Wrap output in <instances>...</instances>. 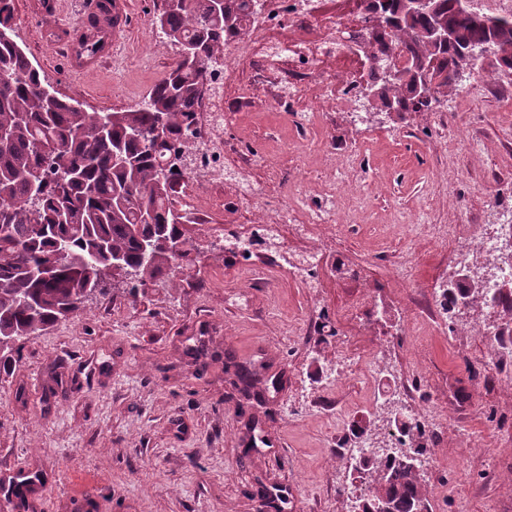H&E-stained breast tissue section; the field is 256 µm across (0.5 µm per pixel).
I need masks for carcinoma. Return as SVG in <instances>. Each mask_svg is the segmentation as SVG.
Returning <instances> with one entry per match:
<instances>
[{
    "mask_svg": "<svg viewBox=\"0 0 512 512\" xmlns=\"http://www.w3.org/2000/svg\"><path fill=\"white\" fill-rule=\"evenodd\" d=\"M381 23L363 36L376 62L361 75L366 87L408 112H424L438 94L469 76L456 68V47L429 41L437 24L451 27L457 42L479 49L498 40L499 66L512 70V15H491L482 23L460 0H436L431 14H410L403 0H376ZM14 0H0V362L13 359L16 344L67 318L101 293L102 271L118 256L135 273L129 295L162 275L190 264L192 240L182 227L175 187L187 170L166 169L174 153L194 144L193 127L202 88L214 82L224 45L246 34L257 0H164L155 18L159 32L175 47H199L197 62H177L137 107L120 112H85L44 84L40 72L11 35ZM394 50L431 64L427 78L439 79L423 95L412 79L389 83L385 57ZM57 148L43 155L39 144ZM179 239L182 260L166 242ZM383 472L385 495L395 512L421 509L420 473L397 457L370 459Z\"/></svg>",
    "mask_w": 512,
    "mask_h": 512,
    "instance_id": "obj_1",
    "label": "carcinoma"
}]
</instances>
